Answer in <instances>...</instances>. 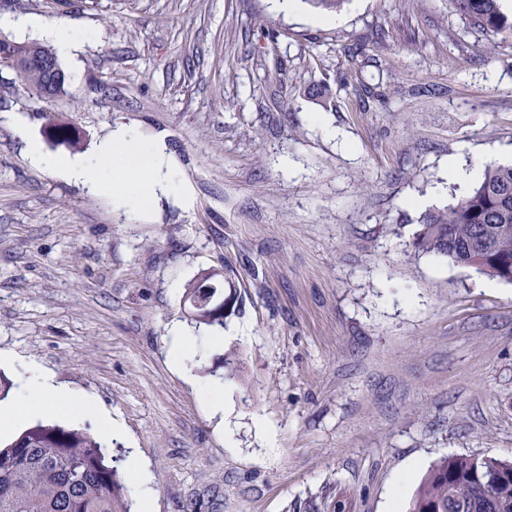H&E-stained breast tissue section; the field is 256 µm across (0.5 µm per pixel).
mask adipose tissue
<instances>
[{
    "label": "adipose tissue",
    "instance_id": "obj_1",
    "mask_svg": "<svg viewBox=\"0 0 512 512\" xmlns=\"http://www.w3.org/2000/svg\"><path fill=\"white\" fill-rule=\"evenodd\" d=\"M13 24L37 29L63 58L74 57L89 38L85 29L70 22L18 17ZM12 130L25 144L33 165L53 170L88 193L109 194L117 206L128 211L144 209L161 196L178 201L184 195L178 173L161 138H153L147 145L150 168L144 175L121 162L117 153L118 147L137 138L128 127L114 128L93 154L82 159L52 157L44 153L40 144L30 137L23 116H13ZM1 365L15 367L17 387L9 400L0 402V432H10L31 421L67 416L76 407L73 395L57 384L54 375L42 366L33 362H17L12 354L0 351Z\"/></svg>",
    "mask_w": 512,
    "mask_h": 512
}]
</instances>
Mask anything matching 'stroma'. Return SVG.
<instances>
[{
  "label": "stroma",
  "mask_w": 512,
  "mask_h": 512,
  "mask_svg": "<svg viewBox=\"0 0 512 512\" xmlns=\"http://www.w3.org/2000/svg\"><path fill=\"white\" fill-rule=\"evenodd\" d=\"M88 30L45 103L0 82V350L51 370L138 456L125 496L154 512H391L442 458L512 462V283L415 254L425 213L452 204L449 160L512 164V33L452 0H0ZM280 63L268 68V60ZM52 156L89 155L118 125L166 136L189 191L128 214L34 167L10 118ZM81 148L55 142L48 114ZM223 270V326L190 320L186 285ZM180 323L224 421L172 364ZM262 415L264 433L254 423ZM202 400L214 417L224 421V388L219 384H206L199 387Z\"/></svg>",
  "instance_id": "stroma-1"
}]
</instances>
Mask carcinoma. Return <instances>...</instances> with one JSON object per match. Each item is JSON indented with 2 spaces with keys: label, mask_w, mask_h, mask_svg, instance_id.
<instances>
[{
  "label": "carcinoma",
  "mask_w": 512,
  "mask_h": 512,
  "mask_svg": "<svg viewBox=\"0 0 512 512\" xmlns=\"http://www.w3.org/2000/svg\"><path fill=\"white\" fill-rule=\"evenodd\" d=\"M484 29L512 30L501 0H454ZM31 93L48 102L65 94L64 70L32 66L21 76ZM412 247L454 265L512 282V165L486 168L482 182L447 209L425 214ZM115 459L85 429L41 422L0 448V512H130ZM509 467L491 456L441 459L421 482L409 512H512V485L480 482Z\"/></svg>",
  "instance_id": "carcinoma-1"
}]
</instances>
